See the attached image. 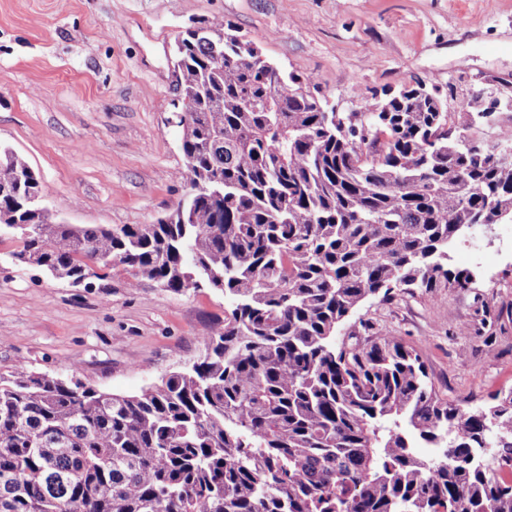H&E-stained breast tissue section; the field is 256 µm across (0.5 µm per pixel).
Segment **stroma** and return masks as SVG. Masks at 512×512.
Segmentation results:
<instances>
[{"label":"stroma","instance_id":"35a3bbf8","mask_svg":"<svg viewBox=\"0 0 512 512\" xmlns=\"http://www.w3.org/2000/svg\"><path fill=\"white\" fill-rule=\"evenodd\" d=\"M221 17L280 66L313 75L344 111L414 80L443 89L448 126L484 144L512 112L475 119V97L512 93V0H0V144L26 155L67 224H152L186 194L172 123L170 50ZM0 241V373L76 375L134 395L191 365L224 319L222 292H172L116 269L76 288L13 263ZM448 264L469 287L373 299L357 318L398 336L448 402L512 391V226L472 228Z\"/></svg>","mask_w":512,"mask_h":512}]
</instances>
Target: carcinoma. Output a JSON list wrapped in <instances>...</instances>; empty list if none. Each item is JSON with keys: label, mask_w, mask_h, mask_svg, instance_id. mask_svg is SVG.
Segmentation results:
<instances>
[{"label": "carcinoma", "mask_w": 512, "mask_h": 512, "mask_svg": "<svg viewBox=\"0 0 512 512\" xmlns=\"http://www.w3.org/2000/svg\"><path fill=\"white\" fill-rule=\"evenodd\" d=\"M230 30L175 42L176 178L208 192L156 223L56 224L0 147L15 263L230 302L191 368L135 395L0 375V512H512V402H448L418 353L354 319L396 290L467 287L448 248L487 198L512 206V163L452 135L435 86L327 112L314 76L245 65L257 47Z\"/></svg>", "instance_id": "obj_1"}]
</instances>
